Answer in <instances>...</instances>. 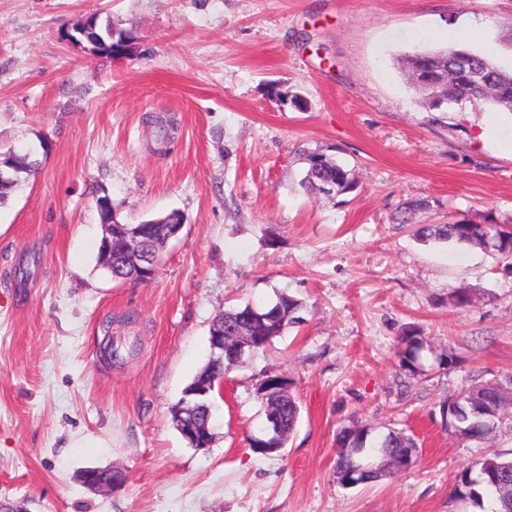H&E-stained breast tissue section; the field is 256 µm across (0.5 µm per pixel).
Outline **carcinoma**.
I'll return each mask as SVG.
<instances>
[{
  "label": "carcinoma",
  "instance_id": "obj_1",
  "mask_svg": "<svg viewBox=\"0 0 512 512\" xmlns=\"http://www.w3.org/2000/svg\"><path fill=\"white\" fill-rule=\"evenodd\" d=\"M72 43L82 44L95 55H112L115 46L131 39L129 32L118 30L111 20L89 25L76 24ZM407 68L414 88L430 110L442 106L459 105L480 99L512 112V73L500 69L493 59L483 53L464 46L451 44L437 50L417 52L407 58ZM307 169L301 180L302 187L324 196L337 195L352 189L354 181L350 172L342 165L327 159L323 154L310 152L305 155ZM416 236L427 241L447 242L479 247L504 257H512V230L499 224L489 215L482 223L466 219L448 224L421 226ZM301 303L286 294L278 297L274 305L279 311L275 332L259 340L260 349H265L272 340L283 334L288 325L298 324L297 316ZM401 349V368L416 373L418 352L423 346L419 333L413 328L402 330L398 339ZM233 363L208 359L197 377L207 376L219 383ZM268 391L258 395L265 410L275 406L281 417L280 446H285L294 431L300 416L296 399L288 392L290 382L276 372L265 373ZM442 420H450L454 433L473 441H488L495 432L503 411L497 402L496 383L485 382L469 390V401L445 402L440 407ZM343 448L336 461V475L341 484L351 487L356 484L350 477L352 470L363 466V483L379 481L389 474L393 454L405 448H417L416 438L403 430H388L373 437L366 427H345L337 434ZM512 483V458L493 451L479 462L477 473L465 469L456 476L453 493L456 498L478 507L488 506L487 512H512V494L504 491L503 483Z\"/></svg>",
  "mask_w": 512,
  "mask_h": 512
}]
</instances>
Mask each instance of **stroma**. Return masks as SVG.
<instances>
[{
    "label": "stroma",
    "mask_w": 512,
    "mask_h": 512,
    "mask_svg": "<svg viewBox=\"0 0 512 512\" xmlns=\"http://www.w3.org/2000/svg\"><path fill=\"white\" fill-rule=\"evenodd\" d=\"M90 12L133 32L130 55L71 43ZM459 30L512 70V0H0V148L37 162L0 202V500L27 512H480L454 498L455 478L486 448L512 452V410L482 445L439 409L512 380V258L415 230L512 223V112L428 111L403 70ZM153 116L173 121L168 146L152 140ZM310 152L351 170L355 189L305 192ZM98 187L121 222L185 216L151 280L98 267ZM459 288L472 297L461 309L448 302ZM283 292L302 301L301 324L225 375L215 439L191 447L171 409L208 359L213 319ZM407 327L423 339L414 374L399 367ZM113 341L135 354L110 359ZM269 370L301 413L264 457L248 439L266 425L256 388ZM352 426L415 434L417 462L342 486L336 435ZM108 466L127 476L119 491L78 478Z\"/></svg>",
    "instance_id": "35a3bbf8"
}]
</instances>
